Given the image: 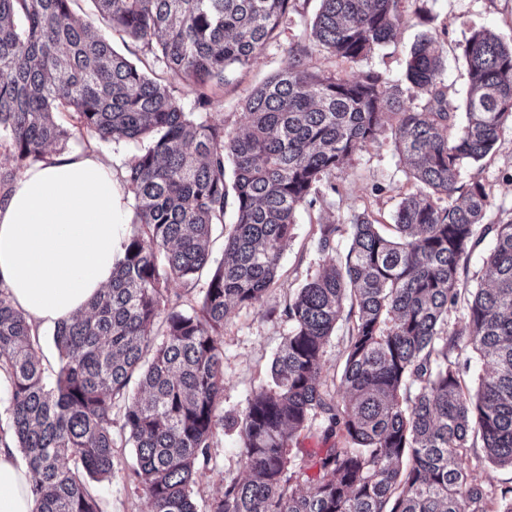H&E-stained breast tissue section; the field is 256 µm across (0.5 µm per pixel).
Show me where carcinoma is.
I'll return each mask as SVG.
<instances>
[{
	"instance_id": "cac0c4a2",
	"label": "carcinoma",
	"mask_w": 512,
	"mask_h": 512,
	"mask_svg": "<svg viewBox=\"0 0 512 512\" xmlns=\"http://www.w3.org/2000/svg\"><path fill=\"white\" fill-rule=\"evenodd\" d=\"M76 2L0 0V190L66 144L73 127L98 143L138 146L116 166L134 199L123 256L90 312L54 330L52 373L39 335L0 286L3 413L31 469L38 512H101L92 483L110 480L114 449L129 444L137 453L130 478L150 512H198V464L224 422L230 307L263 298L299 206L388 124L417 191L399 200L393 237L370 213L357 215L339 262L331 255L343 225H319L329 264L289 299L292 330L271 381L238 422L248 478L225 484L208 512H512V488L487 490L479 466L467 463L478 438L486 462L512 468V222L484 223L490 190L463 177L512 122V45L487 28L463 45L459 131L428 36L411 47L403 86L372 70L341 77L310 68L315 51L357 62L399 26V0H320L308 40L289 44L287 66L253 90L246 129L230 135L79 21ZM92 2L113 33L195 87L204 107L229 67L248 65L278 38L298 0ZM406 97L416 105L405 106ZM218 226L224 250L214 260ZM490 234L492 286L470 292L463 324L451 331L448 313L465 289L461 262ZM172 281L194 303L171 300ZM346 307L354 316L342 375L348 398L338 403L317 380ZM464 349L492 365L472 390L461 381ZM320 415L324 439L340 442L309 454L293 448ZM303 482L310 487L300 493Z\"/></svg>"
}]
</instances>
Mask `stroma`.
<instances>
[{
  "label": "stroma",
  "instance_id": "stroma-1",
  "mask_svg": "<svg viewBox=\"0 0 512 512\" xmlns=\"http://www.w3.org/2000/svg\"><path fill=\"white\" fill-rule=\"evenodd\" d=\"M319 0H299L281 26L279 38L248 66L227 72L224 86L213 97L210 107L215 118L224 122L226 133L243 130L247 117L244 101L252 90L281 71L288 63L289 42L306 38ZM400 24L395 39L378 48L367 59L344 62L323 53H313L312 69L339 76H353L366 70L381 73L394 82H403L406 58L416 38L433 36L440 48L445 68L440 78L456 105H463L467 90V71L460 47L473 29L493 30L512 43V0H400ZM407 166L397 151L390 133L379 142L355 154L342 170L330 175L313 205H302L296 212L291 237L280 260L275 284L251 306L233 307L224 323V394L221 403L224 426L212 438L208 465L199 470L194 497L199 512H206L214 497L224 492V484L240 479L245 471L240 462L238 430L233 421L245 410L255 392L267 385L270 366L284 336L292 328L284 314L288 297L307 279L318 275L326 262L317 247L318 224L335 221L350 224L354 215L369 212L381 223L392 221L401 194L411 192ZM470 174L482 179L490 189V223L512 219V124L500 132L494 154ZM348 344V323L339 320L324 346L319 377L320 390L343 397L341 376ZM135 463L130 448L116 451L117 474L112 481L97 484L102 512H149L150 506L140 486L128 475Z\"/></svg>",
  "mask_w": 512,
  "mask_h": 512
}]
</instances>
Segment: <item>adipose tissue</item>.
<instances>
[{"label": "adipose tissue", "instance_id": "obj_1", "mask_svg": "<svg viewBox=\"0 0 512 512\" xmlns=\"http://www.w3.org/2000/svg\"><path fill=\"white\" fill-rule=\"evenodd\" d=\"M125 197L93 150L49 154L0 195V284L37 331L72 321L111 282L131 232ZM31 482L0 434V512H37Z\"/></svg>", "mask_w": 512, "mask_h": 512}]
</instances>
